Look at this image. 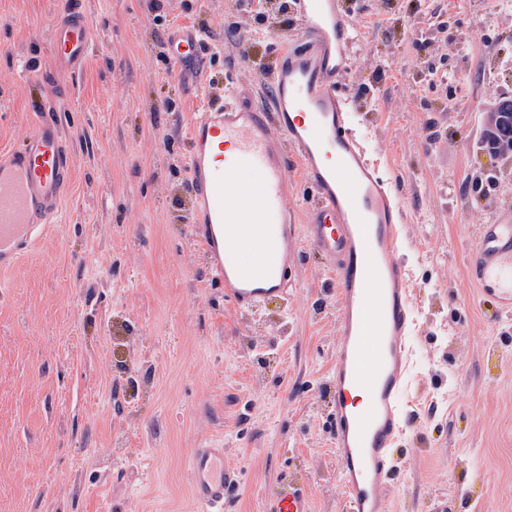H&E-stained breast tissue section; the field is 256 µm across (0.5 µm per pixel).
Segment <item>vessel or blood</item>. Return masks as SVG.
Segmentation results:
<instances>
[{
    "instance_id": "vessel-or-blood-1",
    "label": "vessel or blood",
    "mask_w": 512,
    "mask_h": 512,
    "mask_svg": "<svg viewBox=\"0 0 512 512\" xmlns=\"http://www.w3.org/2000/svg\"><path fill=\"white\" fill-rule=\"evenodd\" d=\"M289 10L302 41L278 46L268 105L257 104L253 84L229 80L191 122L186 192L209 272L238 311L287 299L302 243L324 259L340 307L327 392L345 512H385L395 445L407 423L412 296L403 213L362 144L345 92L354 27L341 0H291ZM92 35L80 0H62L52 25L55 62L80 70ZM164 53L174 70L194 65L204 88L216 84L199 29L169 30ZM292 157L309 201L288 177ZM248 169L261 171L258 186L240 180ZM73 174L72 152L51 111L27 127L19 145L0 151L1 267L58 223ZM467 270L481 301L511 316L512 210L480 225ZM188 470L199 512H224L237 481L224 472L223 446L193 449ZM265 512H309L303 485L280 482Z\"/></svg>"
}]
</instances>
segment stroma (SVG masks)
<instances>
[{
    "label": "stroma",
    "instance_id": "35a3bbf8",
    "mask_svg": "<svg viewBox=\"0 0 512 512\" xmlns=\"http://www.w3.org/2000/svg\"><path fill=\"white\" fill-rule=\"evenodd\" d=\"M95 31L58 69L61 0H0V149L42 112L75 160L57 226L0 269V512H198L188 459L220 439L240 484L224 512H263L280 480L342 512L324 381L336 290L303 249L287 303L224 300L185 192L194 70L158 56L168 27L206 25L212 74L262 83L281 16L250 0H82ZM357 32L345 90L399 191L413 317L407 428L387 512H512V318L477 303L467 254L512 207V160L480 146L512 98V0H343Z\"/></svg>",
    "mask_w": 512,
    "mask_h": 512
}]
</instances>
